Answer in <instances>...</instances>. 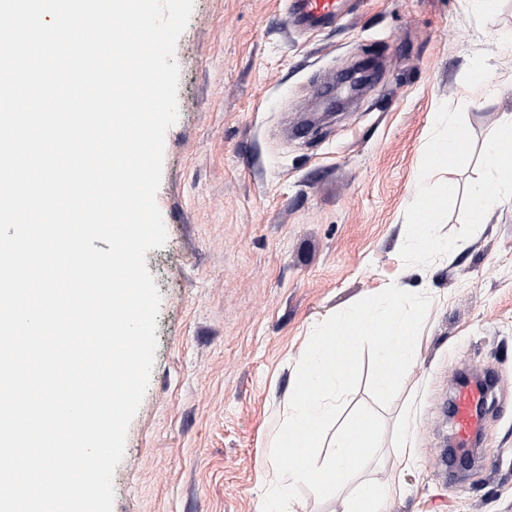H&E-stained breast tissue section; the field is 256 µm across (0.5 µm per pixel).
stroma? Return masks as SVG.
<instances>
[{
	"label": "stroma",
	"mask_w": 512,
	"mask_h": 512,
	"mask_svg": "<svg viewBox=\"0 0 512 512\" xmlns=\"http://www.w3.org/2000/svg\"><path fill=\"white\" fill-rule=\"evenodd\" d=\"M512 0H346L332 26H287L280 0H195L174 58L179 119L146 265L162 296L150 383L113 475V512H260L273 434L317 325L393 283L442 298L411 373L379 408L364 481L400 488L382 512H512V206L425 278L399 250L422 145L441 104L475 152L512 111ZM373 83L318 129L317 95L356 61ZM500 378L477 453L448 477V402L465 373ZM415 443L400 469L404 432Z\"/></svg>",
	"instance_id": "35a3bbf8"
}]
</instances>
